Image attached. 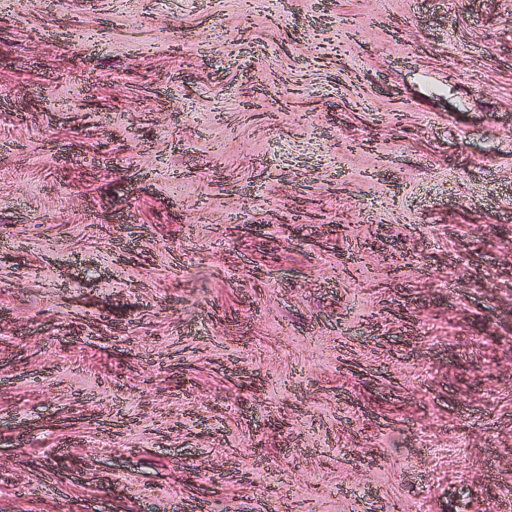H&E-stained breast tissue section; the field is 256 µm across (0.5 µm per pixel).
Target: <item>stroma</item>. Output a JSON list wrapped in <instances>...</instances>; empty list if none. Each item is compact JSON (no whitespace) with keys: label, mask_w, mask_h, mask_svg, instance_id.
<instances>
[{"label":"stroma","mask_w":512,"mask_h":512,"mask_svg":"<svg viewBox=\"0 0 512 512\" xmlns=\"http://www.w3.org/2000/svg\"><path fill=\"white\" fill-rule=\"evenodd\" d=\"M512 501V0H0V512Z\"/></svg>","instance_id":"1"}]
</instances>
